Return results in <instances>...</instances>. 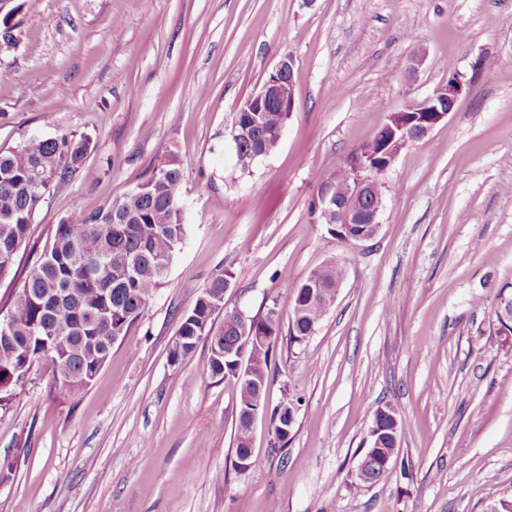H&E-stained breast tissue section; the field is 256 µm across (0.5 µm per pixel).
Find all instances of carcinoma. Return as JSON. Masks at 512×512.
<instances>
[{"instance_id": "obj_1", "label": "carcinoma", "mask_w": 512, "mask_h": 512, "mask_svg": "<svg viewBox=\"0 0 512 512\" xmlns=\"http://www.w3.org/2000/svg\"><path fill=\"white\" fill-rule=\"evenodd\" d=\"M19 7L0 10V36L18 42L13 23ZM262 126L254 139L243 140L238 151L274 150L285 125L284 113L271 107L260 113ZM90 153L85 136L61 133L54 137H30L20 147L0 150V276L16 254L28 245L33 214L45 202L51 184L66 182ZM184 163L176 154L165 157L150 178L120 200L91 211H75L51 232L49 244L13 298L7 319L0 320V409L8 408L16 387L26 378L31 364L52 362L61 389L74 393L88 387L105 365L112 343L128 335L160 287L173 256L186 235L179 208ZM233 274L222 271L181 317L176 335L181 344L170 349L169 358L180 364L196 351L202 337L208 343V371L219 380H234L238 392L235 459L245 461L243 470L259 464L250 454L252 411L257 392L271 382L272 353L282 334L280 312L266 310L242 323L231 308L224 318L209 301H224V285ZM345 279L344 265L334 261L312 270L294 290L288 336L302 342L312 334ZM323 289L310 295V287ZM252 337L244 359L249 381L236 379L235 357L224 352ZM296 399L285 393L271 412L275 443L270 453L283 452L294 429L289 413ZM372 427L381 433L378 448H366L361 462L366 477L356 478L360 487L383 478L381 459L399 460L400 442L388 435L389 425L374 415Z\"/></svg>"}]
</instances>
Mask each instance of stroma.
Segmentation results:
<instances>
[{
	"label": "stroma",
	"instance_id": "1",
	"mask_svg": "<svg viewBox=\"0 0 512 512\" xmlns=\"http://www.w3.org/2000/svg\"><path fill=\"white\" fill-rule=\"evenodd\" d=\"M12 2L0 149L61 130L92 146L35 213L0 307L62 218L122 198L172 153L188 232L90 386L60 394L43 359L0 410V512H487L512 496V342L496 316L512 296V0ZM286 55L296 108L242 167L237 106ZM458 72L470 92L383 178L378 236L338 244L311 208L320 178ZM336 259V302L305 341L276 345L260 463L232 471L236 387L209 376L206 345L171 364L180 317L225 269L228 307L290 315L295 284ZM286 388L300 402L279 458L270 410ZM386 404L405 466L360 488Z\"/></svg>",
	"mask_w": 512,
	"mask_h": 512
}]
</instances>
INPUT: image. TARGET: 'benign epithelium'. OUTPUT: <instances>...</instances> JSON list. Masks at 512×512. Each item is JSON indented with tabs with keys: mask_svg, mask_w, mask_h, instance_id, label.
<instances>
[{
	"mask_svg": "<svg viewBox=\"0 0 512 512\" xmlns=\"http://www.w3.org/2000/svg\"><path fill=\"white\" fill-rule=\"evenodd\" d=\"M294 66L291 56L282 57L261 89L239 104L230 131L233 142H240L241 136L257 127L258 113L269 105L276 106L280 112H294ZM470 83L466 74L456 73L448 77V84L437 87L422 99L410 100L400 111L391 114L379 133L388 140L386 152L380 157L359 154L346 162L349 174L346 202L335 200L328 185L323 186V192L315 197V212L321 223L362 224L364 229L357 239V246L373 240L381 229L380 214L384 206L383 197L376 192L381 177L405 146L426 137L448 118Z\"/></svg>",
	"mask_w": 512,
	"mask_h": 512,
	"instance_id": "obj_1",
	"label": "benign epithelium"
}]
</instances>
